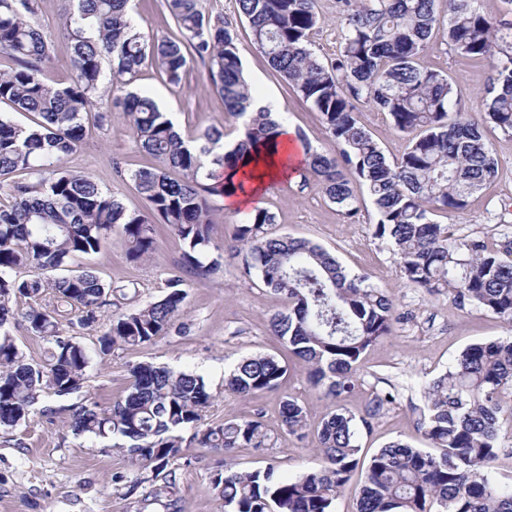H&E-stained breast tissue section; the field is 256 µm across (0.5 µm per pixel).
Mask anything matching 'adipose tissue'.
I'll list each match as a JSON object with an SVG mask.
<instances>
[{"label": "adipose tissue", "instance_id": "obj_1", "mask_svg": "<svg viewBox=\"0 0 512 512\" xmlns=\"http://www.w3.org/2000/svg\"><path fill=\"white\" fill-rule=\"evenodd\" d=\"M278 132V145L264 144L248 151L244 164L236 171L238 179L244 180L246 186L241 191L228 194L224 199L225 207L238 209L249 206L270 182L288 178V156L294 153L299 139L294 127L288 123H280Z\"/></svg>", "mask_w": 512, "mask_h": 512}]
</instances>
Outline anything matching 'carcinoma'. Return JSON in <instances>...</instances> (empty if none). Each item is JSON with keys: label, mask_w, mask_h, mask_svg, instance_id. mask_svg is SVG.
Masks as SVG:
<instances>
[{"label": "carcinoma", "mask_w": 512, "mask_h": 512, "mask_svg": "<svg viewBox=\"0 0 512 512\" xmlns=\"http://www.w3.org/2000/svg\"><path fill=\"white\" fill-rule=\"evenodd\" d=\"M65 48L73 73L51 85L39 77L55 44L35 21L33 0H0V53L15 67L0 73V105L37 120L23 125L0 115V433L26 422L44 395L61 400L82 392L89 355L59 326L78 321L89 327L109 304L110 288L92 270L63 273L68 262L96 253L121 227L127 258L155 251V225L128 211L90 173L64 166L80 146L84 119L103 121L114 105L130 117L137 144L157 162L130 174L152 214L183 244L181 269L205 278L219 265L213 256L212 198L236 189L228 177L247 147L276 134L270 112L251 110L256 91L243 75L233 25L205 14L200 0H162L179 36L150 33L131 14L130 0H66ZM339 45L322 60L312 48L320 24L316 0H236L249 25L251 42L276 74L321 116L334 148L305 146L308 170L328 200L349 219L360 210L347 171L366 188L377 221L374 237L397 256L400 277L415 288L451 293L461 306H475L512 323V242L494 250L479 237H456L432 219L455 212L498 174L482 127L512 131V21L490 17L478 0H338ZM438 36L459 56L486 60L492 75L480 118L461 111L457 91L443 74L418 65L429 40ZM208 61L211 89L226 112L243 120L245 140L228 147L212 128L202 142L186 140L173 119L146 94L127 92L142 70L154 68L176 84L189 62ZM369 106L386 114L408 136L401 157H387L361 120ZM223 170L217 176L204 158ZM176 169L173 179L168 170ZM276 215L256 208L234 225L243 275L288 299V312L268 318L270 331L305 362L311 382L338 398L355 388L363 353L391 333L392 298L346 271L321 245L267 228ZM184 279L169 280L157 301L112 319L99 337L106 356L126 345H142L171 333L185 309ZM28 304V329L50 338L43 363H30L4 326L14 318L13 301ZM286 369L267 354L241 359L224 377V391L241 397L279 387ZM126 395L104 412L94 403H73L74 435L110 439L139 465L164 474L182 453L184 434L200 448H261L268 439L257 419L207 424L213 404L204 377L195 371L138 364L130 369ZM512 390V339L468 346L455 366L425 388L420 422L436 452L392 442L369 461L357 512H512V487L492 477L497 438L512 428V404L503 417V394ZM286 434L307 427L304 408L286 398L280 407ZM317 470L295 477L274 465L263 471L217 474L215 488L225 512H334L336 498L359 468L354 417L336 409L321 422Z\"/></svg>", "instance_id": "obj_1"}]
</instances>
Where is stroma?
Here are the masks:
<instances>
[{
  "mask_svg": "<svg viewBox=\"0 0 512 512\" xmlns=\"http://www.w3.org/2000/svg\"><path fill=\"white\" fill-rule=\"evenodd\" d=\"M202 5L205 13L233 21L243 67L258 93L280 104L288 122L313 148L331 149L319 115L273 74L252 44L247 25L237 20L235 0H202ZM63 11V0H37L36 20L56 46L41 66V76L50 84L66 81L71 74L61 26ZM419 63L447 74L462 110L480 115L492 74L488 63L462 58L438 38L431 41ZM134 87L151 93L161 110L174 117L183 135L196 137L214 127L231 133L237 125L226 115L221 97L209 88L207 67L201 61L188 64L179 84H170L160 72L148 69ZM484 137L498 162L497 177L470 198L464 211L440 213L435 220L458 236H479L501 244L512 240V133L488 124ZM64 165L94 175L128 211L147 213L149 205L129 175L155 167L156 162L136 146L122 107H113L104 123L87 121L81 146ZM260 203L276 215L271 233L303 237L324 246L349 272L367 276L369 284L392 296L393 333L364 353L362 378L356 387L335 400L313 386L307 366L292 358L266 327L272 313L287 311V300L261 282L245 280L240 258L228 254L209 278L186 277V307L180 317L187 327L185 334L174 333L151 344L99 356L98 338L112 317L163 297L170 278L178 273L182 253L180 240L163 229L154 254L132 262L125 255L120 234H112L97 253L70 262L75 269L95 268L112 288V303L97 324L61 329L62 335L75 337L90 355L82 398L110 408L130 384V367L139 363L193 370L216 396L205 414L206 422L229 417L257 419L270 441L263 448L235 449L229 457L217 449L185 444L181 455L168 465L172 481L167 484L153 478L150 470L134 465L125 450L73 435L67 413H36L14 431L12 441H0V512H169L171 502L179 512H224V500L214 487L224 467L251 472L273 464L288 476L318 468L323 455L312 434L323 418L338 407L362 416L374 393L390 390L395 393L394 401L368 424L357 427L362 460L392 442L427 447L420 427L425 386L451 369L467 346L512 335V325L479 308L459 307L448 294L432 295L407 285L399 276L396 256L373 235L372 206L361 207L358 219L349 221L327 200L315 177H307L301 185L276 182ZM252 353L273 355L286 364L282 386L248 398L225 392V371ZM287 395L305 408L309 436L304 440L282 430L280 403ZM148 496L153 502L147 506L143 500Z\"/></svg>",
  "mask_w": 512,
  "mask_h": 512,
  "instance_id": "stroma-1",
  "label": "stroma"
}]
</instances>
